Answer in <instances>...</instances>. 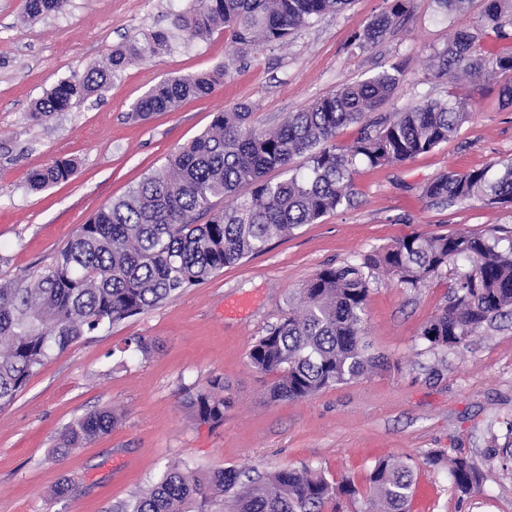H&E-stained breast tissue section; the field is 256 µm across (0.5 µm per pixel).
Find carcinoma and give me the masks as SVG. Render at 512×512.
I'll use <instances>...</instances> for the list:
<instances>
[{
  "label": "carcinoma",
  "instance_id": "carcinoma-1",
  "mask_svg": "<svg viewBox=\"0 0 512 512\" xmlns=\"http://www.w3.org/2000/svg\"><path fill=\"white\" fill-rule=\"evenodd\" d=\"M69 0H25L28 17L60 13ZM351 0H187L173 16L172 30L132 38L112 51L108 62L81 77L60 80L34 102L31 118L53 120L74 100L97 93L117 72L168 50L174 32L187 42L204 40L217 29L229 32L241 56L263 44L285 42L296 30L324 14L343 11ZM446 16L462 13L473 0H435ZM406 0H391L386 11L354 37L361 48L390 32L406 12ZM512 25V0H486L480 24L456 29L434 51L437 78L498 76L499 96L512 105V50L485 58L477 52L491 30L505 36ZM227 71L164 79L133 105L146 120L183 102L208 95ZM404 66L393 63L372 77L343 86L288 113L273 130L254 124L246 103L217 112L210 127L167 159L163 169L144 177L129 194L98 210L79 226L67 246L30 281L0 284V409L8 407L28 378L55 352H62L105 324H113L176 299L215 272L265 252L270 243L304 224L353 204L357 164L372 168L402 165L454 139L473 113L462 99L427 100L403 112L372 119L394 95ZM360 125L347 146L337 131ZM307 159L306 170L292 168ZM279 169L282 178H266ZM70 159L31 173L29 188L41 191L73 176ZM435 204L485 198L512 204V159L466 171H445L422 188ZM231 199L226 207L219 206ZM466 262L448 302L426 322L420 340L432 349L458 345L487 322L512 311V246L499 238L462 232L406 235L344 266L319 269L298 289V305L252 344L253 368L275 376L274 400L304 399L384 365L367 352L363 315L372 278L384 273L411 288ZM224 379L216 377L189 397L187 406L204 422L220 424L229 400ZM109 410L88 414L66 429L56 453L65 455L112 431ZM451 484L463 495L480 490L483 473L473 458L448 461ZM370 512H409L414 469L382 459L367 476ZM349 482L332 483L304 466L256 478L219 469L199 475L188 467L165 470L148 488L113 506L112 512H209L224 499V512H328Z\"/></svg>",
  "mask_w": 512,
  "mask_h": 512
}]
</instances>
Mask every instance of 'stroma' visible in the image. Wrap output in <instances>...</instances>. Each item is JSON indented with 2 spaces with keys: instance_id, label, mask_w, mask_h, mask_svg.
Instances as JSON below:
<instances>
[{
  "instance_id": "obj_1",
  "label": "stroma",
  "mask_w": 512,
  "mask_h": 512,
  "mask_svg": "<svg viewBox=\"0 0 512 512\" xmlns=\"http://www.w3.org/2000/svg\"><path fill=\"white\" fill-rule=\"evenodd\" d=\"M23 0H0V283L29 278L52 262L97 210L125 196L167 156L207 130L216 112L248 103L261 127L338 88L402 61L404 82L385 104L466 99L473 113L456 138L398 166L358 164L353 206L273 241L258 256L224 268L177 299L105 325L55 353L0 410V512H110L171 465L196 472L235 468L267 473L304 465L357 492L338 512H367L366 476L393 457L415 470L410 512H512V471L497 459L512 438V315L447 350L424 344V324L444 306L454 275L416 288L388 276L371 285L363 335L383 368L296 401H274L269 375L248 352L288 311V299L320 268L341 266L416 232L497 235L512 245V206L472 199L436 205L423 198L443 171H465L512 158V106L499 99V77L435 79L430 55L453 28L478 25L484 0L449 17L435 0H408L393 31L374 47L353 42L386 0H352L341 13L315 19L288 43L257 47L240 58L227 32L185 44L116 73L107 88L73 102L47 123L31 120L33 101L60 79L105 63L139 33L170 27L186 0H70L65 12L29 21ZM226 66L224 82L202 99L141 120L133 103L159 81ZM72 159L68 180L28 188L30 172ZM155 342L150 353L137 339ZM223 378L230 406L224 421L196 420L185 400ZM108 409L112 431L58 457L60 433L84 415ZM462 453L483 471L480 492L454 493L431 453ZM74 489L63 497V480Z\"/></svg>"
}]
</instances>
